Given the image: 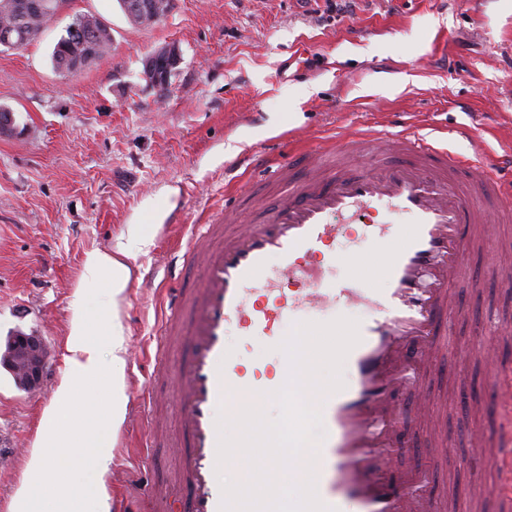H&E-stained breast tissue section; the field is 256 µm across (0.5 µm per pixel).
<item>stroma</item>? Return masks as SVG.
Segmentation results:
<instances>
[{
	"instance_id": "obj_1",
	"label": "stroma",
	"mask_w": 512,
	"mask_h": 512,
	"mask_svg": "<svg viewBox=\"0 0 512 512\" xmlns=\"http://www.w3.org/2000/svg\"><path fill=\"white\" fill-rule=\"evenodd\" d=\"M99 17L109 52L90 67L60 74L52 51L73 19ZM177 43L181 62L165 97L141 79L142 59ZM318 55L317 66L304 60ZM0 106L17 130L0 136V347L15 331L42 336L47 370L22 388L0 366V512L26 479L44 411L66 369L73 306L107 309L101 284L84 281L93 251L111 252L130 224H154L151 244L127 264L131 285L120 308L127 355L125 421L111 440L109 499L135 495L147 478L178 463L181 445H145L153 426L172 425L174 393L149 394L165 318L163 291L191 287L196 266L169 271L201 224L235 193L224 180L227 145L277 153L273 137L325 142L393 123L423 128L466 157L512 148V0H370L356 19L320 18L301 0H174L150 28L131 24L118 0H66L32 44L0 50ZM512 216L500 212L476 247L466 279L453 288L467 311L450 323L447 351L429 387L445 408L448 451L431 462L427 424L407 406L412 444L393 458L399 478L420 472L428 488L468 512L490 460L476 462L471 427L490 418L492 372L479 355L493 311L512 318V293L497 269ZM470 348L453 356V347Z\"/></svg>"
}]
</instances>
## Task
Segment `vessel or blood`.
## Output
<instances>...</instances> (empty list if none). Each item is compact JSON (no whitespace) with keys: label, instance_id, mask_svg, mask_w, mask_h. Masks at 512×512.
Wrapping results in <instances>:
<instances>
[{"label":"vessel or blood","instance_id":"vessel-or-blood-1","mask_svg":"<svg viewBox=\"0 0 512 512\" xmlns=\"http://www.w3.org/2000/svg\"><path fill=\"white\" fill-rule=\"evenodd\" d=\"M380 139L392 159L347 163L340 143L304 148L301 178L291 162H279L272 207H258L257 192H241L182 254V263L198 265L203 277L170 298L157 345L163 361L149 386H172L178 397L185 451L174 482L184 498L173 506L169 487L147 484L142 497L152 510L220 512L221 488L213 478L218 406L241 387L266 393L281 385L275 376L242 372L224 345L230 324L245 341L261 337L277 344L284 317L368 297L373 310L345 358L350 379L318 400L326 438L317 454V495L334 512H437L423 476L397 481L388 475L404 441L398 397L413 400L419 420L430 419L427 376L443 360L439 324L449 314L466 316L450 290L506 195L497 161L461 158L415 132ZM245 211L251 214L246 225L240 222ZM398 218L408 221L407 233L393 232ZM353 224L364 225L376 264L354 267L350 256L333 249ZM273 254L281 260L277 279L266 274ZM252 291L262 302L250 307ZM495 335L483 351L494 367V422L472 429L468 442L491 451L497 463L494 480L477 492L481 502L488 512H512V322L496 320Z\"/></svg>","mask_w":512,"mask_h":512}]
</instances>
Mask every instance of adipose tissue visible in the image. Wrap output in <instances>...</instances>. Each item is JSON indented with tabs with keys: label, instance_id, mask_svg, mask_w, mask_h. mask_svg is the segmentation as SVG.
<instances>
[{
	"label": "adipose tissue",
	"instance_id": "adipose-tissue-1",
	"mask_svg": "<svg viewBox=\"0 0 512 512\" xmlns=\"http://www.w3.org/2000/svg\"><path fill=\"white\" fill-rule=\"evenodd\" d=\"M152 224L131 225L116 254H91L84 279L104 284L117 310L125 299L131 274L126 263L147 246ZM112 349L111 366H103L99 345ZM69 357L52 405L44 413L45 430L28 458V480L15 493L13 512H101L108 448L126 417V340L119 315L107 316L76 308L68 338ZM68 450L70 465L85 472L87 481L72 482L58 462Z\"/></svg>",
	"mask_w": 512,
	"mask_h": 512
}]
</instances>
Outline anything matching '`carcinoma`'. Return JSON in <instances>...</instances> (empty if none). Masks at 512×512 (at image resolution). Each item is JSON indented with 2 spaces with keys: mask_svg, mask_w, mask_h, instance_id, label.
<instances>
[{
  "mask_svg": "<svg viewBox=\"0 0 512 512\" xmlns=\"http://www.w3.org/2000/svg\"><path fill=\"white\" fill-rule=\"evenodd\" d=\"M25 0H0V29L15 24L18 13L24 9ZM57 15L53 10L49 13H33L28 15L23 39L25 44H30L38 38L42 30L52 22ZM85 19V35L71 36L72 26H67L65 34L58 43L62 45V51L52 54L56 68L66 64L69 71L77 72L94 64L106 55L112 45V35L109 28L96 20L92 14L81 15Z\"/></svg>",
  "mask_w": 512,
  "mask_h": 512,
  "instance_id": "cac0c4a2",
  "label": "carcinoma"
}]
</instances>
